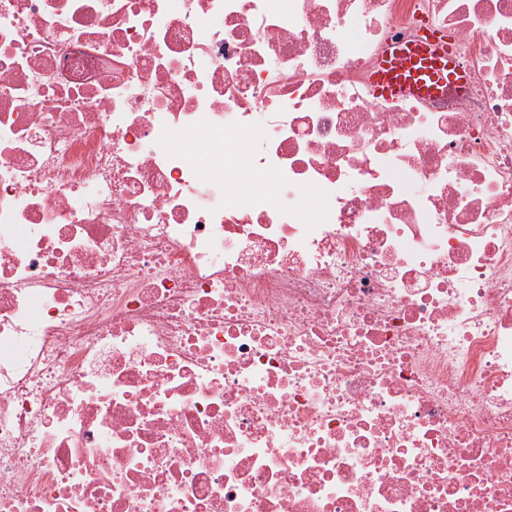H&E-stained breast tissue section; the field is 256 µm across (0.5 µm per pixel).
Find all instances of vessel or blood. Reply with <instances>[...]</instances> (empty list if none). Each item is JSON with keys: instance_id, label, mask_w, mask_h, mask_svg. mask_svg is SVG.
<instances>
[{"instance_id": "1", "label": "vessel or blood", "mask_w": 512, "mask_h": 512, "mask_svg": "<svg viewBox=\"0 0 512 512\" xmlns=\"http://www.w3.org/2000/svg\"><path fill=\"white\" fill-rule=\"evenodd\" d=\"M465 81L466 73L454 62L447 38L433 32L390 43L370 75L374 95L389 101L435 97L448 85Z\"/></svg>"}]
</instances>
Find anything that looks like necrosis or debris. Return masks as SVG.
Listing matches in <instances>:
<instances>
[{
    "label": "necrosis or debris",
    "mask_w": 512,
    "mask_h": 512,
    "mask_svg": "<svg viewBox=\"0 0 512 512\" xmlns=\"http://www.w3.org/2000/svg\"><path fill=\"white\" fill-rule=\"evenodd\" d=\"M0 512H512V0H0ZM466 73L454 62L448 39L434 32L412 41L394 40L378 58L370 75L375 96L384 100L427 98L461 85Z\"/></svg>",
    "instance_id": "obj_1"
}]
</instances>
